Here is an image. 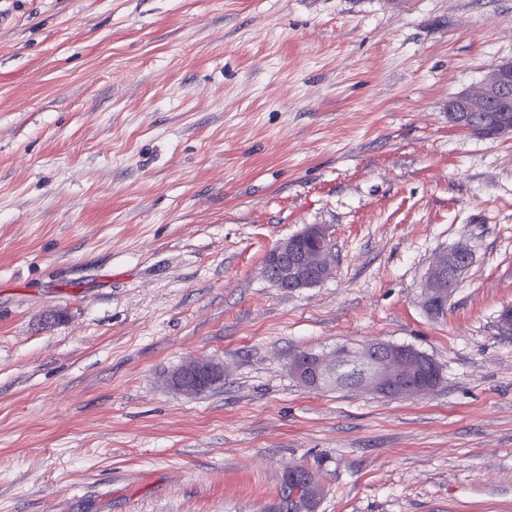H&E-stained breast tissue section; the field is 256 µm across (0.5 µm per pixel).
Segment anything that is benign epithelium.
<instances>
[{
	"label": "benign epithelium",
	"instance_id": "7a95c632",
	"mask_svg": "<svg viewBox=\"0 0 512 512\" xmlns=\"http://www.w3.org/2000/svg\"><path fill=\"white\" fill-rule=\"evenodd\" d=\"M506 112H512V59L493 63L478 90L456 94L448 104V122L478 137H512V120L503 117ZM332 252L328 227L307 224L267 253L263 273L285 292L312 288L327 276ZM470 263L471 254L465 248L440 255L424 285L427 303L446 297ZM289 368L311 389L321 387L334 371L346 368L359 377L356 390L401 398L416 394V388L425 384V375L436 372L438 365L422 359L413 348L371 341L358 348L345 346L330 358L306 352L296 356ZM222 377V366L195 360L170 375L169 386L179 394L191 395L200 381Z\"/></svg>",
	"mask_w": 512,
	"mask_h": 512
}]
</instances>
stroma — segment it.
I'll return each mask as SVG.
<instances>
[{"label":"stroma","mask_w":512,"mask_h":512,"mask_svg":"<svg viewBox=\"0 0 512 512\" xmlns=\"http://www.w3.org/2000/svg\"><path fill=\"white\" fill-rule=\"evenodd\" d=\"M0 512H512V138L448 99L512 58V0H0ZM327 225L294 292L267 252ZM471 264L440 312L434 257ZM429 355L410 398L302 351ZM224 365L201 395L166 377ZM302 242L309 246H302ZM332 252L327 225L308 224L267 253L263 273L269 282L285 292L312 288L327 276ZM393 361L398 364L395 371L386 370L385 363ZM294 377L305 387L320 388L325 380L334 373L347 368L359 377L356 390L373 395L391 394L406 397L416 394L421 385H425V375L435 376L428 381V388L436 387L441 379L438 365L432 364L417 355L414 348L390 345L387 342L371 341L358 348L344 346L331 358L314 352L297 355L289 364ZM342 382L328 383L321 388H349L348 380L352 374H342ZM295 489L300 490L298 497H293ZM310 494V489L306 488L305 485H291L281 482L278 490V502L274 507L275 512H299L297 505L307 500ZM296 500H299L297 504ZM285 509V511H284ZM293 509V511H292ZM295 510V511H294Z\"/></svg>","instance_id":"stroma-1"}]
</instances>
